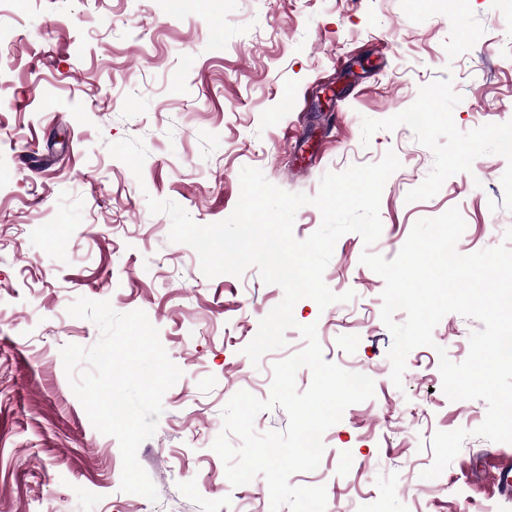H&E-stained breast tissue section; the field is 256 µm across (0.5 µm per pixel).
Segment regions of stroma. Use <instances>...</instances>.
<instances>
[{"label":"stroma","mask_w":512,"mask_h":512,"mask_svg":"<svg viewBox=\"0 0 512 512\" xmlns=\"http://www.w3.org/2000/svg\"><path fill=\"white\" fill-rule=\"evenodd\" d=\"M0 512H271L264 477L231 486L212 444L238 391L265 399L284 347L242 352L284 298L257 268L206 277L196 252L170 242L148 198L199 224L226 219L243 167L315 195L321 178L401 162L380 200L372 250L394 258L414 223L458 208L457 250L500 244L512 229V0H0ZM422 110L419 125L407 113ZM142 140L141 176L108 152ZM40 233H30V226ZM357 233L324 272L350 301L294 307L316 324L326 361L369 373L373 398L323 435L319 467L295 486H325L326 512H512L500 457L512 444L475 436L481 400H449L438 349L462 362L477 320L451 313L434 346L390 379L384 280L361 264ZM142 310L183 372L163 397L138 461L157 501L121 492L116 438L98 432L74 395L60 350L93 346L78 298ZM470 430L441 482L423 484L435 432Z\"/></svg>","instance_id":"35a3bbf8"}]
</instances>
